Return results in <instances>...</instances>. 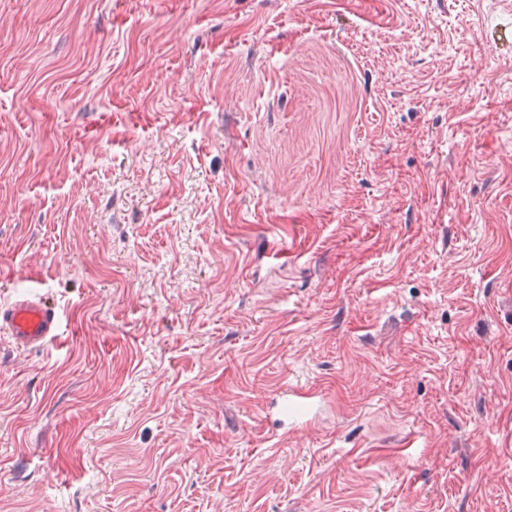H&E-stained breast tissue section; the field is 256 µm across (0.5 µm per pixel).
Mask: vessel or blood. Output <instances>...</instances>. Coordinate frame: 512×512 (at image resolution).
Returning a JSON list of instances; mask_svg holds the SVG:
<instances>
[{"mask_svg": "<svg viewBox=\"0 0 512 512\" xmlns=\"http://www.w3.org/2000/svg\"><path fill=\"white\" fill-rule=\"evenodd\" d=\"M58 308L40 291L31 290L0 302V334L18 350H39L60 334Z\"/></svg>", "mask_w": 512, "mask_h": 512, "instance_id": "obj_1", "label": "vessel or blood"}]
</instances>
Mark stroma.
<instances>
[{"instance_id":"35a3bbf8","label":"stroma","mask_w":512,"mask_h":512,"mask_svg":"<svg viewBox=\"0 0 512 512\" xmlns=\"http://www.w3.org/2000/svg\"><path fill=\"white\" fill-rule=\"evenodd\" d=\"M512 0H0V512H512ZM56 304L38 290L0 302V333L17 350H39L60 334Z\"/></svg>"}]
</instances>
